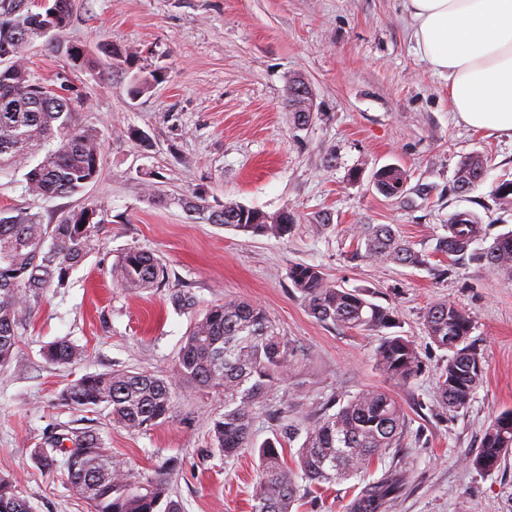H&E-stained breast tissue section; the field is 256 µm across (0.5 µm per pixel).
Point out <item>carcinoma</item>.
I'll return each mask as SVG.
<instances>
[{"label": "carcinoma", "mask_w": 512, "mask_h": 512, "mask_svg": "<svg viewBox=\"0 0 512 512\" xmlns=\"http://www.w3.org/2000/svg\"><path fill=\"white\" fill-rule=\"evenodd\" d=\"M38 12L31 0H0V173L20 167L25 193L35 199L70 197L94 181L100 170L98 131L75 123L76 103L68 89H50L34 80L25 64L28 47L36 38L61 48L62 35L72 13V0H50ZM157 80L139 71L128 92L138 97ZM305 81L288 84L286 100L298 125L313 119L304 105ZM487 172L479 155L460 164L453 191L466 194ZM374 185L387 198L404 193L406 174L396 165L375 172ZM183 208L191 218L251 235L285 238L294 230V217L283 210L268 214L236 203L210 210L192 200ZM98 223L85 208L69 212L56 224H46L28 209L0 211V364L10 361L19 337L42 306L52 282L62 286L72 266L96 245ZM486 236L481 218L470 211L451 214L446 234L436 238L433 252L446 257L469 256L495 273L512 275V230L481 251L472 244ZM356 254L374 261H392L415 268L428 264L425 255L400 240L388 224H364L355 235ZM166 265L153 254L133 249L112 270L117 285L131 291H151L167 281ZM288 278L301 294L309 313L321 322L346 328L379 331L396 326L394 310L375 304L360 290L329 282L318 267L296 263ZM425 328L431 341L451 352L437 380L441 408L456 413L467 407L482 382V358L469 343L471 322L458 305L442 301L429 307ZM44 357L55 364L80 361L85 351L67 340L44 347ZM378 371L405 384L422 371L416 347L400 335L385 336L374 355ZM296 349L277 332L265 309L239 300L207 308L191 325L176 360V379L145 372L115 371L86 375L68 385L61 401L77 409L109 410L112 422L137 432L163 423L171 414L180 385L224 393V413L214 420L216 448L229 459L249 449L259 459V477L253 494V512H291L298 499L296 478L319 487L349 480L373 461L399 447L405 416L397 399L377 389H363L306 428L298 451L297 472L285 468L276 442L255 446L251 427L265 396L298 375ZM49 448L35 452L45 467L63 468L72 495L84 499L91 512H182L171 498L168 472L135 481L128 470L90 430H69L48 439ZM512 454V410L497 415L485 430L481 446L469 459L476 469L491 471ZM408 479L401 470L351 494L344 512H388L390 502ZM0 512H29L15 482L0 477Z\"/></svg>", "instance_id": "cac0c4a2"}]
</instances>
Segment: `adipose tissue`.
<instances>
[{"label":"adipose tissue","instance_id":"1","mask_svg":"<svg viewBox=\"0 0 512 512\" xmlns=\"http://www.w3.org/2000/svg\"><path fill=\"white\" fill-rule=\"evenodd\" d=\"M421 59L448 80L459 120L512 134V0H405Z\"/></svg>","mask_w":512,"mask_h":512}]
</instances>
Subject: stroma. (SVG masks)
<instances>
[{
  "label": "stroma",
  "mask_w": 512,
  "mask_h": 512,
  "mask_svg": "<svg viewBox=\"0 0 512 512\" xmlns=\"http://www.w3.org/2000/svg\"><path fill=\"white\" fill-rule=\"evenodd\" d=\"M62 42L105 70L71 66L40 39L26 65L48 86L71 87L78 124L100 134V174L83 192L53 199L26 195L22 175L0 177L1 210L26 208L54 224L94 206L102 219L95 249L70 269L66 287L48 288L15 356L0 367V476L14 480L31 512H90L62 470L35 459L50 436L70 429L99 432L140 480L176 460L170 487L183 512H251L257 455L224 459L211 438L223 394L181 387L170 417L147 432L113 425L107 409L59 400L89 374L173 375L191 324L227 299L264 308L302 361L297 377L268 394L251 431L257 445L279 439L288 468L302 439L288 437L286 425L305 429L362 389L392 393L406 418L399 447L364 475L302 492L292 512H344L354 488L400 468L411 481L390 512H512V457L490 472L467 461L491 418L512 410V277L478 264L448 277L431 273L449 265L433 248L452 213L475 212L491 238L512 229V208L493 195L512 180V135L458 122L447 79L416 53L404 0H73ZM115 50L122 59L112 58ZM136 69L157 81L134 99L126 86ZM297 77L313 96L304 126L284 104ZM474 154L484 155L486 178L456 194L457 168ZM386 165L406 172V199L376 190L373 174ZM150 184L165 204L151 200ZM188 196L215 209L233 202L285 210L295 229L278 239L194 222L180 204ZM317 214L330 219L320 231L312 227ZM363 224L391 225L428 253V268L356 256L354 232ZM132 248L163 259V288L115 284L112 268ZM295 263L394 308L396 332L413 341L421 373L403 385L389 381L374 366L380 333L311 316L288 278ZM443 300L468 314L469 341L485 368L469 405L451 415L435 388L449 353L424 327L427 308ZM60 339L83 348V360L48 363L42 349Z\"/></svg>",
  "instance_id": "stroma-1"
}]
</instances>
